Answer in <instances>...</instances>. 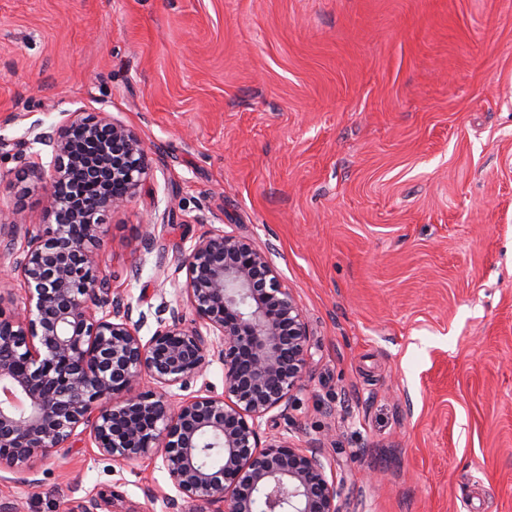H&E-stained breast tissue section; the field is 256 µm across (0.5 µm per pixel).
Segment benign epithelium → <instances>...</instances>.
Returning a JSON list of instances; mask_svg holds the SVG:
<instances>
[{
    "mask_svg": "<svg viewBox=\"0 0 512 512\" xmlns=\"http://www.w3.org/2000/svg\"><path fill=\"white\" fill-rule=\"evenodd\" d=\"M32 142L51 149L49 168L0 139V155L25 165L53 219L27 238L13 272L23 306L0 278V472L34 474L64 456L77 429L98 454L122 464L161 461L192 512H340L318 451L263 438L261 421L287 406L310 360L308 325L270 252L218 231L199 239L178 270L176 304L160 303L152 336L132 304L112 292L98 264L102 214L120 212L153 176L140 136L109 112L34 121ZM198 325L185 326L183 307ZM217 336L214 346L211 336ZM224 391H187L213 361ZM155 388L140 389L143 377ZM221 451L218 466L208 461ZM120 492L83 499L68 512H111Z\"/></svg>",
    "mask_w": 512,
    "mask_h": 512,
    "instance_id": "7a95c632",
    "label": "benign epithelium"
}]
</instances>
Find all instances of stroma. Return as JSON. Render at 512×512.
<instances>
[{"mask_svg":"<svg viewBox=\"0 0 512 512\" xmlns=\"http://www.w3.org/2000/svg\"><path fill=\"white\" fill-rule=\"evenodd\" d=\"M78 109L156 155L151 198L104 216L114 291L175 301L216 230L269 251L312 358L261 430L319 445L341 512H512V0H0V138ZM150 203L176 219L147 252ZM45 206L1 157L0 273ZM35 478L0 504L176 493L85 448Z\"/></svg>","mask_w":512,"mask_h":512,"instance_id":"stroma-1","label":"stroma"}]
</instances>
